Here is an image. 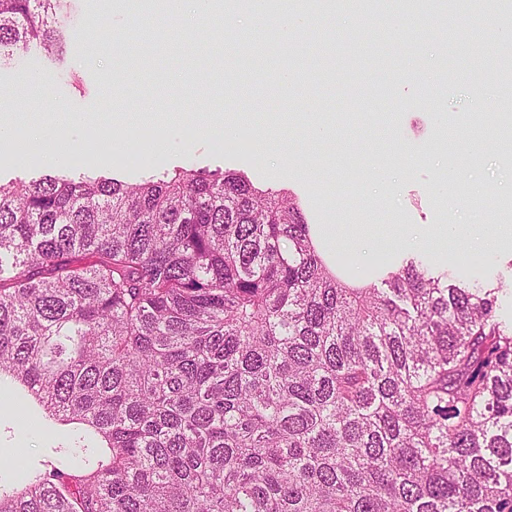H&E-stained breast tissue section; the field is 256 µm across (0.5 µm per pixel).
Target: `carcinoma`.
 Listing matches in <instances>:
<instances>
[{
	"instance_id": "carcinoma-1",
	"label": "carcinoma",
	"mask_w": 512,
	"mask_h": 512,
	"mask_svg": "<svg viewBox=\"0 0 512 512\" xmlns=\"http://www.w3.org/2000/svg\"><path fill=\"white\" fill-rule=\"evenodd\" d=\"M67 2L0 0V60ZM497 292L413 258L352 287L237 172L0 184V382L65 427L0 512H512Z\"/></svg>"
}]
</instances>
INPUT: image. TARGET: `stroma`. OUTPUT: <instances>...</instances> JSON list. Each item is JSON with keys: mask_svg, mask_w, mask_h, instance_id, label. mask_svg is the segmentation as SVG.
Returning <instances> with one entry per match:
<instances>
[{"mask_svg": "<svg viewBox=\"0 0 512 512\" xmlns=\"http://www.w3.org/2000/svg\"><path fill=\"white\" fill-rule=\"evenodd\" d=\"M396 12L393 0H377L368 15L330 0L287 44L275 33L255 40L256 10L240 0H224L223 12L207 19L144 29L127 28L124 6L74 0L62 55L36 51L0 64V93L20 121L62 125L63 114L32 99V77L45 76L67 112L92 114L111 127L112 139L101 153L84 146L53 166L40 143L28 142L18 164L15 141L0 140V182L47 174L135 182L177 166L234 170L257 186L291 192L309 223L373 234L372 270L416 258L473 285L501 283L497 315L511 325L512 237L492 239L490 259L479 243L441 231L512 225V155L492 138L471 152L467 136L512 114V78L496 77L507 54L498 17H462L440 0H423L397 36L384 27ZM109 35L111 51L91 58V41ZM476 44L479 73L466 62ZM128 71L138 73L136 84L123 82ZM287 75L302 78L290 95L280 87ZM481 75L491 84L478 110L471 90ZM315 110L325 117V135L302 120ZM463 152L468 165L446 184L443 173ZM352 177L362 182L359 195L337 197V183ZM391 224L418 231L416 247L389 248ZM56 442L54 429H18L14 410H0V462L50 460Z\"/></svg>", "mask_w": 512, "mask_h": 512, "instance_id": "1", "label": "stroma"}]
</instances>
